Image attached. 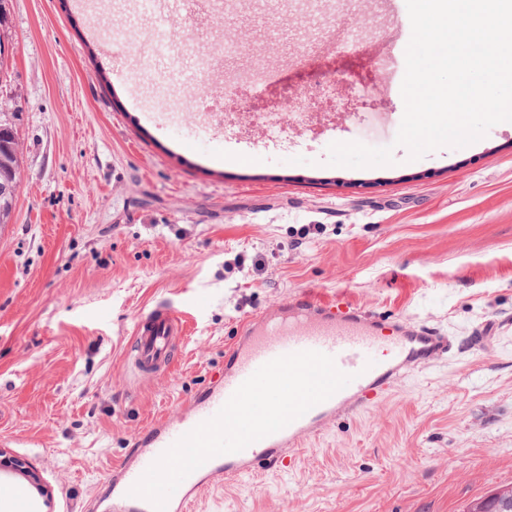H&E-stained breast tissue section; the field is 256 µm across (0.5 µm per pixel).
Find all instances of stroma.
Listing matches in <instances>:
<instances>
[{
  "label": "stroma",
  "mask_w": 512,
  "mask_h": 512,
  "mask_svg": "<svg viewBox=\"0 0 512 512\" xmlns=\"http://www.w3.org/2000/svg\"><path fill=\"white\" fill-rule=\"evenodd\" d=\"M139 3L8 0L0 17V111L18 142L0 224V450L20 463L0 475L51 493L53 512H104L109 472L149 421L223 374L245 319L309 290L452 348L290 466L188 512H466L512 484V122L409 160L402 95L382 91L372 52L408 20L404 0H223L204 33ZM161 37L237 44L213 61L223 122L194 82L171 92L166 63L145 62ZM349 141L392 147L394 165H328V145ZM168 303L190 313L185 345L169 371L135 376L134 323Z\"/></svg>",
  "instance_id": "obj_1"
}]
</instances>
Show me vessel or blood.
I'll return each mask as SVG.
<instances>
[{"label": "vessel or blood", "mask_w": 512, "mask_h": 512, "mask_svg": "<svg viewBox=\"0 0 512 512\" xmlns=\"http://www.w3.org/2000/svg\"><path fill=\"white\" fill-rule=\"evenodd\" d=\"M185 335L183 315L174 305L140 318L128 351L138 375L167 371ZM449 347L448 337L426 327L389 326L361 307L314 303L306 291L292 296L276 313L263 312L241 324L238 340L224 353L223 377L203 395L182 402L176 415L148 424L141 447L112 469V512H154L148 500L130 495V488L165 450L215 416L248 377L277 357L318 351L332 357L336 367L352 380L280 431L241 451L207 460L180 483L166 512H183L189 500L218 480L282 466L286 453L302 447L338 413H355L376 404L408 368L427 365ZM1 498L9 501L11 512L35 510L31 499L14 484L0 483Z\"/></svg>", "instance_id": "vessel-or-blood-1"}]
</instances>
